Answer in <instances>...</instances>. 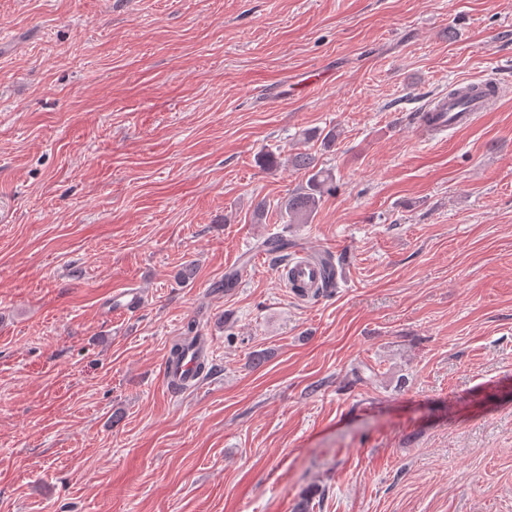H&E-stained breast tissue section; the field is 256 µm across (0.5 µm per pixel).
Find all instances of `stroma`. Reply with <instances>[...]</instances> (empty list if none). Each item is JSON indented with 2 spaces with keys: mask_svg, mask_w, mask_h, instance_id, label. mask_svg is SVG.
<instances>
[{
  "mask_svg": "<svg viewBox=\"0 0 512 512\" xmlns=\"http://www.w3.org/2000/svg\"><path fill=\"white\" fill-rule=\"evenodd\" d=\"M488 78L492 111L417 132ZM330 128L305 148L336 192L284 226L306 178L258 159ZM280 232L333 249L336 287L245 266ZM192 320L208 370L172 393ZM309 490L313 512H512V0H0V512ZM198 325L196 321H190L187 324V335L177 339L171 346L169 351V361H175L176 364L181 360L185 352L189 349L195 348L197 353L199 354V340L200 336H198ZM191 334H194L191 336Z\"/></svg>",
  "mask_w": 512,
  "mask_h": 512,
  "instance_id": "stroma-1",
  "label": "stroma"
}]
</instances>
